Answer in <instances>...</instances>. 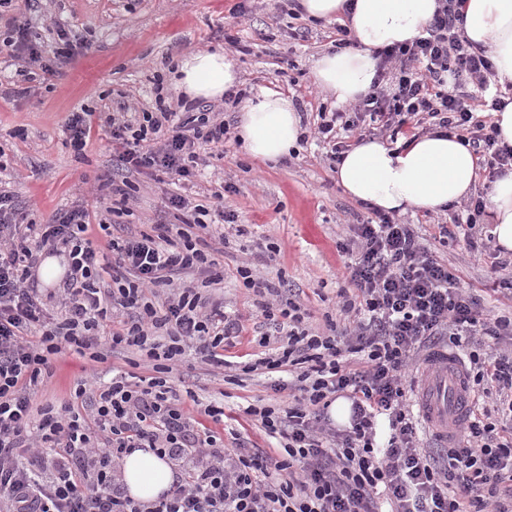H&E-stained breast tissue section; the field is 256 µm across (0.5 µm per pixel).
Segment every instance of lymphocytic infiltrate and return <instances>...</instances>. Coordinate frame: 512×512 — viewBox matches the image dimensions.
Here are the masks:
<instances>
[{"mask_svg":"<svg viewBox=\"0 0 512 512\" xmlns=\"http://www.w3.org/2000/svg\"><path fill=\"white\" fill-rule=\"evenodd\" d=\"M432 21L413 41L380 54L371 91L346 112L320 113L317 134L340 163L355 134L390 140L429 125L456 134L489 176L512 167L490 112L505 102L493 66L462 31V0H438ZM52 54L12 24L8 43L25 63L52 73V59L73 45L57 29ZM116 161L105 184L112 204L76 206L45 224H23L15 191L0 186V512H512V318L482 308L453 266L438 260L410 224L387 215L352 225L341 250L351 255L342 294L344 326L321 332L293 300L261 306L260 345L274 353L241 363L266 370L279 406L243 407L275 439L269 449L225 443L200 419L224 421V406L183 407L172 374L187 352L228 367L224 342L241 316L196 288L224 280L208 240L209 214L185 197L169 199L181 221H157L137 235L117 234L130 201L128 175L164 171L193 177L231 138L222 110L157 96L155 109L107 116ZM108 238L94 246L92 232ZM65 250L68 275L53 291L35 287L42 252ZM486 336L489 351H470L464 376L492 397L475 404L445 448L419 446L407 394L425 352ZM72 350L92 366L74 400L35 411L32 394L54 374L53 355ZM126 351L153 370L146 384L128 373L98 381L96 363ZM343 397L351 423L332 426L328 408ZM147 448L178 463L181 478L160 501L126 493L120 461Z\"/></svg>","mask_w":512,"mask_h":512,"instance_id":"obj_1","label":"lymphocytic infiltrate"}]
</instances>
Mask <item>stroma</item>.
Listing matches in <instances>:
<instances>
[{
    "mask_svg": "<svg viewBox=\"0 0 512 512\" xmlns=\"http://www.w3.org/2000/svg\"><path fill=\"white\" fill-rule=\"evenodd\" d=\"M238 0H8L0 7V162L17 177L14 189L28 219L46 223L59 210L94 204L103 190L99 177L112 167L110 130L104 119L117 102L133 110L152 109L154 87L172 89L171 70L183 55L224 49L239 73V91L248 98L266 89L288 94L302 116L300 147L278 163H265L242 153L239 142L226 145L223 159L202 175L175 181L168 175L130 177L131 210L119 218L132 231L165 211L167 198L182 195L212 206L225 194L236 221L224 225V282L213 295L226 309L245 313L243 331L226 346L229 361L245 362L262 354L258 344L257 296L243 288L237 269L250 265L272 287L288 285L308 309L315 326L325 327L336 313L338 293L348 288L347 255L338 244L350 225L373 211L349 199L337 184L324 144L314 137L319 111H334L327 92H316L310 75L314 58L333 47L335 21L313 22L292 13L288 0H254L249 16L237 17ZM28 28L34 42L55 44L57 28H65L73 45L70 59L57 64L56 75L34 70L5 44L4 20ZM236 45H227L225 35ZM93 112L91 139L75 154L65 134L70 113ZM441 259L459 271L462 285L484 291L488 309L512 313V292L493 293L485 285L490 258H470L464 240L435 245ZM54 375L39 386L35 408L58 406L71 399L90 362L72 351L55 356ZM178 376L200 396L223 399L224 430L236 431L248 446L269 447L254 422L237 404L273 405L279 400L263 375L241 382L223 371L188 359Z\"/></svg>",
    "mask_w": 512,
    "mask_h": 512,
    "instance_id": "obj_1",
    "label": "stroma"
}]
</instances>
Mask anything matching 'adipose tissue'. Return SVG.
Segmentation results:
<instances>
[{
    "label": "adipose tissue",
    "instance_id": "adipose-tissue-1",
    "mask_svg": "<svg viewBox=\"0 0 512 512\" xmlns=\"http://www.w3.org/2000/svg\"><path fill=\"white\" fill-rule=\"evenodd\" d=\"M307 18L329 21L344 15L357 45L313 60L311 77L337 106L357 103L371 89L382 50L412 41L432 19L437 0H299ZM464 33L483 50L500 83H512V0H464ZM191 99H220L239 84L224 52L196 51L182 57L173 73ZM302 116L287 94L266 90L242 102L237 135L247 155L276 161L297 148ZM478 158L456 136L440 129L394 143L359 140L336 166V180L353 199L385 213L439 211L473 196ZM499 247L512 250V170L499 174L483 198ZM122 479L135 500L151 503L176 479L167 459L133 449L122 458Z\"/></svg>",
    "mask_w": 512,
    "mask_h": 512
}]
</instances>
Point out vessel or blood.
I'll use <instances>...</instances> for the list:
<instances>
[{"instance_id":"obj_1","label":"vessel or blood","mask_w":512,"mask_h":512,"mask_svg":"<svg viewBox=\"0 0 512 512\" xmlns=\"http://www.w3.org/2000/svg\"><path fill=\"white\" fill-rule=\"evenodd\" d=\"M432 367L424 369L416 387L421 421L437 441L448 437V425L468 417L472 395L467 388L458 360L437 348L430 354Z\"/></svg>"}]
</instances>
